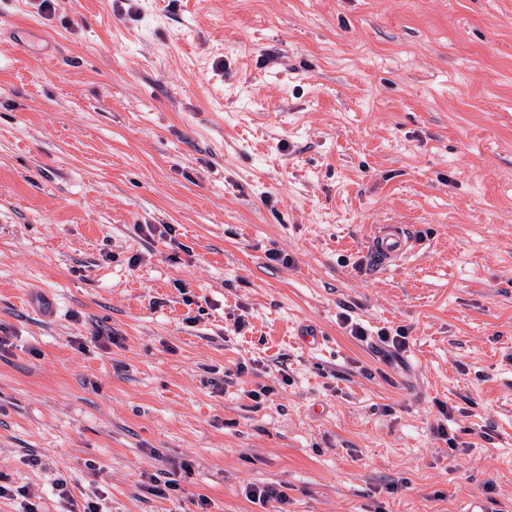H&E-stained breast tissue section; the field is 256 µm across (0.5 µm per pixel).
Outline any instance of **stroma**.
<instances>
[{"label": "stroma", "instance_id": "stroma-1", "mask_svg": "<svg viewBox=\"0 0 512 512\" xmlns=\"http://www.w3.org/2000/svg\"><path fill=\"white\" fill-rule=\"evenodd\" d=\"M0 328L38 512H512V0H0ZM416 249V239L403 224H382L370 243L373 260L382 267L404 261ZM170 465V470L161 469L156 474L149 476V488L156 496L166 497L167 492L178 491L181 488L180 479L176 477L181 478V470L188 472V464L170 462Z\"/></svg>", "mask_w": 512, "mask_h": 512}]
</instances>
